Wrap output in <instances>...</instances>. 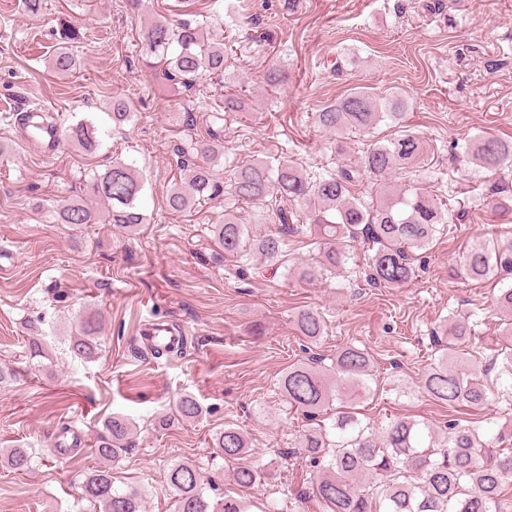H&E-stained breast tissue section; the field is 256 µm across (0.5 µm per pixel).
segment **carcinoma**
Masks as SVG:
<instances>
[{
	"mask_svg": "<svg viewBox=\"0 0 512 512\" xmlns=\"http://www.w3.org/2000/svg\"><path fill=\"white\" fill-rule=\"evenodd\" d=\"M209 21H180L164 16L152 20L142 32L145 51L159 59L160 73L167 81L186 88L205 76H224L228 56L224 43L204 35ZM79 61L72 47L63 43L49 60V68L60 78L73 75ZM267 85L288 82V72L271 65L265 72ZM410 99L394 93L379 99L363 87L325 106L317 113L319 125L328 132L355 129L367 132L387 119L398 128L394 137L371 144L355 164H342L333 172L313 176L292 159L255 162L237 167L226 185L213 173L210 160L219 153L216 143L186 141L176 147L180 182L173 184L166 204L173 213L192 209L201 200L229 197L231 204L244 202L270 210L280 222L279 231L254 243L271 270L282 266L284 236L291 231L290 216L279 203L305 201L308 220L314 226L319 259L315 266H301L294 274L301 280L336 275L348 261L349 247L359 238L372 243L368 255L369 281L385 288H396L417 272L414 253L433 243L443 224H453L459 215L447 211L425 187L404 185L384 196L367 200L352 193V187L366 176L387 187L386 179L423 161L424 143L402 126ZM245 110L243 90L224 93V112ZM112 121L121 123L130 114L128 101L113 97ZM61 136L71 145L92 153L100 146L98 129L80 120L64 127ZM467 155L476 166L494 173L512 172V140L485 135L472 141ZM143 177L132 162L115 158L102 172H94L84 183L83 196L61 207L60 224H110L123 232H135L147 223L139 199ZM246 225L235 210L225 208L224 222L212 225L217 248L227 255L239 252ZM458 277L476 283L491 279L504 281L512 274V238L500 241L476 240L455 269ZM496 306L505 321L506 334L512 333V285L500 289ZM296 327L312 342L325 334L326 320L320 311L304 308L297 312ZM103 321L93 312L83 317L70 337L69 349L81 360L94 358ZM448 342L444 352L421 379L420 388L432 399L452 407H481L499 393L512 410V347L479 359H464L453 346L469 341L471 328L451 322L445 330ZM377 383L369 353L347 346L336 353L331 366L297 363L288 367L278 385L288 405L309 420L322 417L317 428L302 434L300 445L309 462L312 495L329 512H503V501L512 490V451L491 448L512 430L511 425L480 431L448 420V436L443 440L425 422L394 419L380 431L362 422L350 403L372 392ZM178 416L186 421L199 418L202 407L185 395L177 404ZM98 440L97 456L102 465L83 474L81 499L93 505L94 512H145V494L139 488L114 485L112 462L127 452L133 424L121 415L108 417ZM214 447L225 459L239 462L232 481L251 487L261 481L262 471L245 463L250 443L237 428L226 425L216 433ZM30 448H3L0 463L14 471L31 468ZM167 480L175 497L176 512H252L250 501L225 493L210 497L202 486L200 467L178 460L168 467Z\"/></svg>",
	"mask_w": 512,
	"mask_h": 512,
	"instance_id": "cac0c4a2",
	"label": "carcinoma"
}]
</instances>
